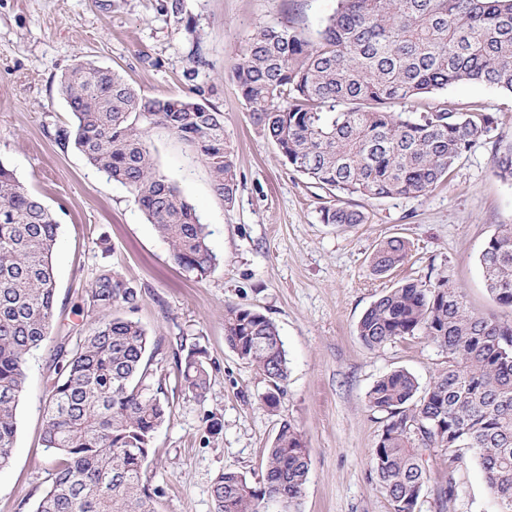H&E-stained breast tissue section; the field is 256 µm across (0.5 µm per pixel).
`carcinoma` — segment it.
Returning a JSON list of instances; mask_svg holds the SVG:
<instances>
[{
  "instance_id": "obj_1",
  "label": "carcinoma",
  "mask_w": 512,
  "mask_h": 512,
  "mask_svg": "<svg viewBox=\"0 0 512 512\" xmlns=\"http://www.w3.org/2000/svg\"><path fill=\"white\" fill-rule=\"evenodd\" d=\"M253 123L294 171L338 192L320 209L324 224H364L349 199L420 197L444 181L498 122L483 104L463 110L445 100L417 120L396 106L464 82L512 93V0H338L311 40L287 26H262L235 69ZM61 95L73 116L53 139L78 150L108 180L134 194L167 241L173 260L202 278L216 265L206 226L161 172L148 133L162 127L194 149L225 203L238 190L224 113L187 94L147 98L107 67L78 60L64 74ZM60 224L42 200L0 164V469L13 459L17 408L25 391L26 356L50 333L56 280L52 255ZM399 236L381 241L371 258L386 275L408 258ZM479 264L496 300L512 309V224L485 243ZM88 297L102 318L71 348L54 354L57 377L45 408L43 443L60 455L34 512H155L159 487L143 480L155 433L169 401L145 361L149 337L128 317L138 292L104 268ZM228 346L269 383L277 404L288 359L276 325L243 305L224 312ZM373 349L422 336L446 355L425 388L400 369L367 393L386 425L371 453V471L394 512H416L426 480L424 448L473 449L497 512H512V319L472 312L461 289L441 276L426 286L408 278L385 289L357 326ZM205 351L191 349L177 367L186 393L210 389ZM309 454L299 430L281 424L252 482L223 472L212 486L215 512H265L276 500L299 512Z\"/></svg>"
}]
</instances>
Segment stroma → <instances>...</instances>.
Wrapping results in <instances>:
<instances>
[{"instance_id": "obj_1", "label": "stroma", "mask_w": 512, "mask_h": 512, "mask_svg": "<svg viewBox=\"0 0 512 512\" xmlns=\"http://www.w3.org/2000/svg\"><path fill=\"white\" fill-rule=\"evenodd\" d=\"M0 0V163L40 196L61 226L53 264L57 282L49 338L26 360L16 447L0 470V512H33L59 457L44 448V409L61 342L88 334L99 314L87 295L100 270H118L137 289L133 313L152 340L147 357L163 373L172 406L145 466L161 487L156 512H215L216 477L262 472L282 421L302 433L310 471L300 512H393L371 472L370 455L386 424L366 394L384 374L411 372L420 385L444 367L435 345L415 336L366 348L357 335L365 310L404 277L448 276L476 314L512 317L488 292L478 255L498 225L512 224V183L497 160L512 148V93L483 83L448 87L409 103L419 117L444 99L481 103L499 121L426 195L361 201L367 223H322L327 191L311 187L253 124L234 71L258 27L286 24L316 37L337 0ZM79 59L112 68L149 98L192 94L224 114L239 181L234 204L213 192L205 166L182 141L156 128L149 143L158 168L176 183L209 231L217 264L205 278L179 267L169 247L123 185L107 181L74 149L52 139L72 121L62 75ZM391 236L409 258L381 277L370 267ZM249 306L277 326L289 376L276 406L269 385L224 340L227 305ZM212 367L204 400L184 394L177 364L192 348ZM222 429L212 435L207 416ZM430 448L428 480L416 512H496L479 463L460 449ZM456 482L454 503L444 491Z\"/></svg>"}]
</instances>
